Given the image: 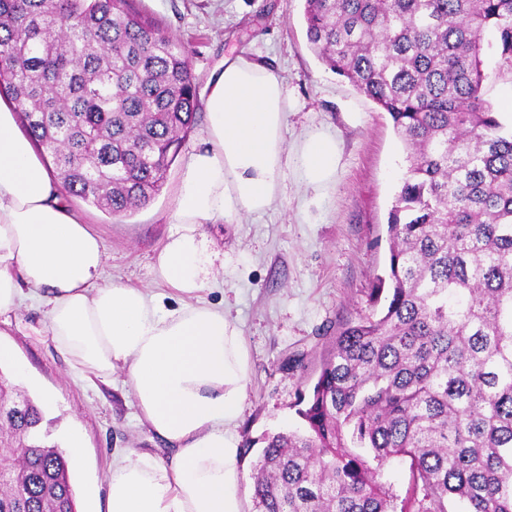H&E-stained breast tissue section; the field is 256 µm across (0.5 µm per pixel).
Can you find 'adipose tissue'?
<instances>
[{
    "mask_svg": "<svg viewBox=\"0 0 512 512\" xmlns=\"http://www.w3.org/2000/svg\"><path fill=\"white\" fill-rule=\"evenodd\" d=\"M204 110L206 145L183 168L153 266L160 293L104 282L100 237L71 210L13 102L0 97V313L36 300L74 368L104 381L123 370L138 420L172 449L166 462L135 451L113 458L106 512H241L229 427L248 354L223 308L199 298L218 258L200 226L267 211L288 165L315 190L336 174L338 143L324 130L306 131L288 152L285 86L259 61L225 57Z\"/></svg>",
    "mask_w": 512,
    "mask_h": 512,
    "instance_id": "obj_1",
    "label": "adipose tissue"
}]
</instances>
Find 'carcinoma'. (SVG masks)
Returning <instances> with one entry per match:
<instances>
[{
	"instance_id": "cac0c4a2",
	"label": "carcinoma",
	"mask_w": 512,
	"mask_h": 512,
	"mask_svg": "<svg viewBox=\"0 0 512 512\" xmlns=\"http://www.w3.org/2000/svg\"><path fill=\"white\" fill-rule=\"evenodd\" d=\"M306 38L387 112L408 166L389 213L379 312L342 324L297 410L266 433L255 512H512V0H304ZM496 56L493 73L482 56ZM0 94L64 192L115 217L146 206L196 123L186 43L131 0H0ZM26 394L0 406V512H77L69 461ZM410 459L405 496L383 466Z\"/></svg>"
}]
</instances>
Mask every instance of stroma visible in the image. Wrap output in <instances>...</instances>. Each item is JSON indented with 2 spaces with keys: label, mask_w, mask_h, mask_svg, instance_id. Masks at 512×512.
Returning <instances> with one entry per match:
<instances>
[{
  "label": "stroma",
  "mask_w": 512,
  "mask_h": 512,
  "mask_svg": "<svg viewBox=\"0 0 512 512\" xmlns=\"http://www.w3.org/2000/svg\"><path fill=\"white\" fill-rule=\"evenodd\" d=\"M133 6L186 42L198 82L240 50L276 69L288 94L287 149L309 127L336 136L339 159L328 188L306 189L291 167L265 214L202 227L224 259L202 298L236 323L249 357L245 397L231 431L256 440L302 428L299 394L312 389L339 326L368 312L367 290L387 270L386 224L406 168L405 147L389 114L311 50L304 0H133ZM203 137L199 127L186 138L160 192L130 216L115 218L70 199L104 243L106 276L156 287L153 263L170 231L181 170ZM0 344L10 346L24 368L20 374L5 368L9 382L44 407L46 444L63 445L71 430L84 438L74 480L78 512H106L105 477L114 454L135 450L167 458L166 443L137 420L123 372L108 382L76 376L68 355L47 335L42 310L24 306L0 314ZM296 354L302 365L286 367Z\"/></svg>",
  "instance_id": "35a3bbf8"
}]
</instances>
